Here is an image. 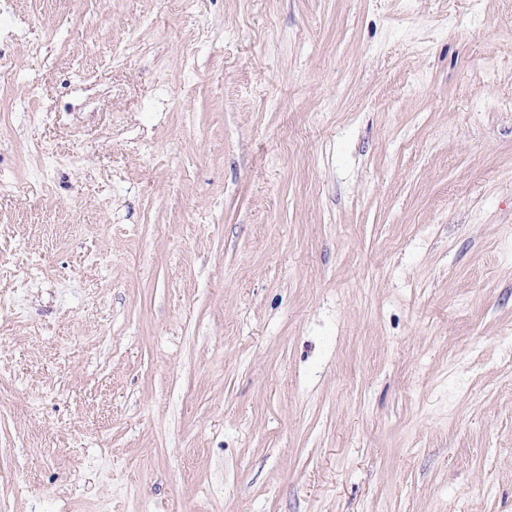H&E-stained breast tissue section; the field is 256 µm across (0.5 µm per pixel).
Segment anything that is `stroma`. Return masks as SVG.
I'll use <instances>...</instances> for the list:
<instances>
[{"label":"stroma","mask_w":512,"mask_h":512,"mask_svg":"<svg viewBox=\"0 0 512 512\" xmlns=\"http://www.w3.org/2000/svg\"><path fill=\"white\" fill-rule=\"evenodd\" d=\"M0 512H512V0H0Z\"/></svg>","instance_id":"obj_1"}]
</instances>
